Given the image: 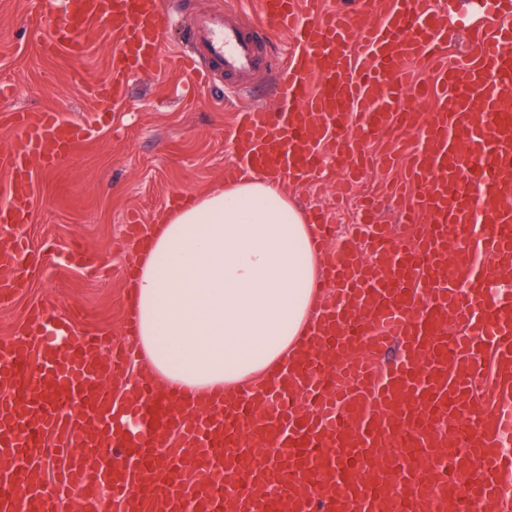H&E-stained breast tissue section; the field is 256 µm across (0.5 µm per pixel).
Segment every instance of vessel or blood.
<instances>
[{"instance_id":"vessel-or-blood-1","label":"vessel or blood","mask_w":512,"mask_h":512,"mask_svg":"<svg viewBox=\"0 0 512 512\" xmlns=\"http://www.w3.org/2000/svg\"><path fill=\"white\" fill-rule=\"evenodd\" d=\"M327 13L322 0H258V18L235 5L191 20L186 72L254 92L271 66L270 31L289 32L292 63L274 80L278 111L241 110L230 138L236 161L226 179L264 172L298 184L329 163L357 174L369 160L361 143L413 130L418 141L411 204L393 187L412 239L368 215L364 259L348 240L330 245L333 225L316 220L330 298L313 307V331L257 395L220 396L197 415L143 383L115 403L103 380L122 356L103 357L95 336L73 320L29 317L19 341L0 346V512H58L67 491L82 512H100L99 488L119 512H267L262 487L277 482L292 512H448L430 489L460 488L470 512L492 505L512 512V290L488 292L496 269L512 268V0H479L498 17L482 33L477 57L447 65L448 15L424 0H392L381 22H364L373 0ZM175 23L171 0H54L45 52L85 53L84 29L113 36L108 77L90 87L96 100L123 103L132 77L161 68V47ZM434 100L416 125L412 102ZM64 119L51 111L16 114L21 145L0 152L11 172L0 205V297L28 286L40 261L22 228L32 223L33 167L54 168L106 122ZM461 322L458 335L449 320ZM396 343L385 371L357 358ZM491 355L492 405L476 408L478 363ZM448 423L445 434L431 429ZM62 439L64 463L42 490L29 451L35 434ZM419 451L416 469L382 468L358 477L350 461L373 458L392 440ZM125 459L114 469L100 455ZM271 448L277 470L257 463Z\"/></svg>"}]
</instances>
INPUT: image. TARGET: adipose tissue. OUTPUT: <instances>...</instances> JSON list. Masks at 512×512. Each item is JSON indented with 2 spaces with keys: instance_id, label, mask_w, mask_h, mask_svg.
<instances>
[{
  "instance_id": "adipose-tissue-1",
  "label": "adipose tissue",
  "mask_w": 512,
  "mask_h": 512,
  "mask_svg": "<svg viewBox=\"0 0 512 512\" xmlns=\"http://www.w3.org/2000/svg\"><path fill=\"white\" fill-rule=\"evenodd\" d=\"M312 238L266 176L172 208L129 285L142 370L190 399L269 379L310 328L321 275Z\"/></svg>"
}]
</instances>
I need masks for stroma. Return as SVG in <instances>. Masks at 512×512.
Here are the masks:
<instances>
[{"label": "stroma", "instance_id": "35a3bbf8", "mask_svg": "<svg viewBox=\"0 0 512 512\" xmlns=\"http://www.w3.org/2000/svg\"><path fill=\"white\" fill-rule=\"evenodd\" d=\"M448 9L449 60L474 54L479 20L467 0H431ZM50 0H0V81L13 86L0 98V147H17V111H55L85 122L97 111L88 85L105 78L112 40L101 29L86 34L87 52L78 72L41 53L44 17ZM163 72L135 76L119 112L108 127L82 142L59 167L33 172L36 209L24 232L43 251L29 286L0 303V342L20 338L31 307L58 315L76 314L79 332L100 336L105 349L131 345L123 325L127 293L125 267L134 244L124 235L126 221L151 226L174 196H198L223 184L234 159L227 139L233 99L224 95V76L208 88H194L178 64L176 36L164 41ZM383 173L368 171L353 186L326 168L301 186H286L288 197L305 214L324 213L340 234L348 235L365 197L380 199L379 215L406 235L397 209L382 199Z\"/></svg>", "mask_w": 512, "mask_h": 512}]
</instances>
